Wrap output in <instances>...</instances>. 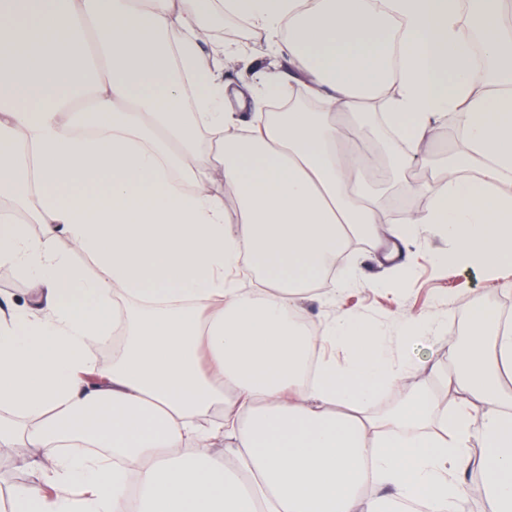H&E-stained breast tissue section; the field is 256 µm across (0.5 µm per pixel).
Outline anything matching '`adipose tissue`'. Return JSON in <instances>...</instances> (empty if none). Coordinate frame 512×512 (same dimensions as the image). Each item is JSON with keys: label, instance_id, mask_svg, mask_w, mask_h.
I'll return each instance as SVG.
<instances>
[{"label": "adipose tissue", "instance_id": "obj_1", "mask_svg": "<svg viewBox=\"0 0 512 512\" xmlns=\"http://www.w3.org/2000/svg\"><path fill=\"white\" fill-rule=\"evenodd\" d=\"M471 9L505 67L480 93L459 0H0V262L33 289L0 306V445L51 461L13 512H467L473 494L512 512V326L492 305L448 339L447 398L425 384L376 418L359 411L410 361L362 313L301 326L304 294L386 210L371 186L385 169L349 148L350 116L376 99L406 145L398 171L448 115L466 142L429 206L384 234L393 282L410 274L398 243L424 232L448 242L435 263H512V0ZM224 14L294 69L225 84L242 57L200 34ZM299 86L319 111L264 116V97ZM201 130L220 194L185 163ZM246 259L255 292L237 284ZM123 322L127 340L98 363ZM337 345L343 362L322 358Z\"/></svg>", "mask_w": 512, "mask_h": 512}]
</instances>
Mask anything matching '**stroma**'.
<instances>
[{
    "instance_id": "1",
    "label": "stroma",
    "mask_w": 512,
    "mask_h": 512,
    "mask_svg": "<svg viewBox=\"0 0 512 512\" xmlns=\"http://www.w3.org/2000/svg\"><path fill=\"white\" fill-rule=\"evenodd\" d=\"M447 247L445 240L427 233L400 245L397 259L409 263L412 273L405 288L398 290L386 280L388 271L380 262L382 249L377 240L369 235L358 237L339 257L336 274L341 277L348 268H355L359 285L337 294L332 302L318 291L307 294L302 304L304 322L311 327H321L327 312L337 314L353 310L369 315L379 323L384 335L393 337L395 353L415 364V371L404 378L403 385L408 391L416 389L429 381L423 364L447 371L450 364L448 343L433 337L401 341L400 318L403 314L439 318L449 335L461 336L467 329L462 311L471 307L474 301L512 304V266L501 267L497 280L490 281L477 267L448 269L435 265L431 260L432 253Z\"/></svg>"
}]
</instances>
